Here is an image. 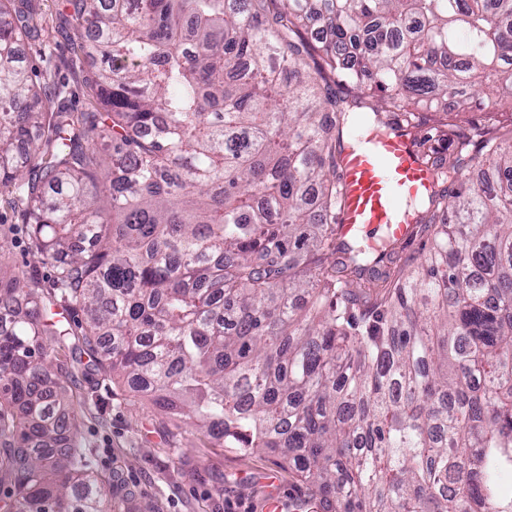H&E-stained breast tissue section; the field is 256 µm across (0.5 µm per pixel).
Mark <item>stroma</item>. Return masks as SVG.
I'll use <instances>...</instances> for the list:
<instances>
[{"label":"stroma","mask_w":512,"mask_h":512,"mask_svg":"<svg viewBox=\"0 0 512 512\" xmlns=\"http://www.w3.org/2000/svg\"><path fill=\"white\" fill-rule=\"evenodd\" d=\"M39 32L24 39L22 52L47 89L63 88L75 111L97 104L86 82L87 66L72 28L59 24L65 0H36ZM0 191V275L24 270L41 283L54 276L51 261L29 253L27 228L5 204ZM74 400L92 395L94 403L78 420V443L105 482L109 498L134 493L130 508L118 512H262L268 497H279L283 512L314 494L286 464L257 451L246 455L220 448L180 420L168 418L145 398L128 396L102 370L92 380L67 383Z\"/></svg>","instance_id":"stroma-1"}]
</instances>
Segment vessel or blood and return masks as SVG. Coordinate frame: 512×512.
<instances>
[{"label":"vessel or blood","instance_id":"1","mask_svg":"<svg viewBox=\"0 0 512 512\" xmlns=\"http://www.w3.org/2000/svg\"><path fill=\"white\" fill-rule=\"evenodd\" d=\"M339 162L341 236L372 249L406 240L418 204L438 183V173L425 162L414 135L404 131L353 134Z\"/></svg>","mask_w":512,"mask_h":512}]
</instances>
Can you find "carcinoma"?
Here are the masks:
<instances>
[{
  "mask_svg": "<svg viewBox=\"0 0 512 512\" xmlns=\"http://www.w3.org/2000/svg\"><path fill=\"white\" fill-rule=\"evenodd\" d=\"M99 109L53 103L21 56L33 0H0V187L51 260L0 286L3 512H112L63 385L112 371L204 437L288 464L325 512H512V118L454 127L406 255L338 237L353 115L391 130L512 97V0H66ZM112 141V181L92 134Z\"/></svg>",
  "mask_w": 512,
  "mask_h": 512,
  "instance_id": "cac0c4a2",
  "label": "carcinoma"
}]
</instances>
